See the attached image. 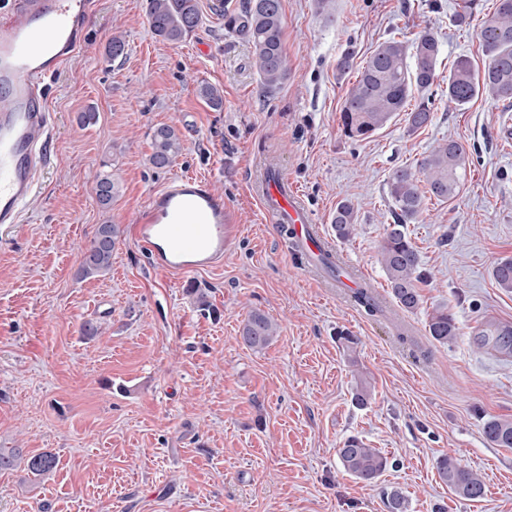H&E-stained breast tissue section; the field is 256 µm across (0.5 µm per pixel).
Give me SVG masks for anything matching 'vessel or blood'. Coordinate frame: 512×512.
<instances>
[{
    "label": "vessel or blood",
    "mask_w": 512,
    "mask_h": 512,
    "mask_svg": "<svg viewBox=\"0 0 512 512\" xmlns=\"http://www.w3.org/2000/svg\"><path fill=\"white\" fill-rule=\"evenodd\" d=\"M93 0H8L0 8V227L19 223L49 166L51 117L43 82L82 48ZM250 189L263 217L290 228V259L315 275L313 255L336 263V249L282 172L277 155L253 172ZM224 200L207 179L171 178L153 193L136 221V236L155 268L182 274L214 267L224 257Z\"/></svg>",
    "instance_id": "1"
}]
</instances>
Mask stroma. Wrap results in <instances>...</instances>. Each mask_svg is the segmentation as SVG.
I'll return each instance as SVG.
<instances>
[{"mask_svg": "<svg viewBox=\"0 0 512 512\" xmlns=\"http://www.w3.org/2000/svg\"><path fill=\"white\" fill-rule=\"evenodd\" d=\"M212 3L199 0L200 25L174 44L150 30L146 0H97L83 48L43 83L51 164L22 222L0 231V448L50 451L57 466L1 472L0 512H388L393 490L406 512H512V448L483 434L489 418L512 420V355L474 343L489 325H512V292L492 277L512 257V143L501 138L512 104L480 97L455 110L444 95L458 56L484 69L478 32L495 0H474L462 28L457 0H281L288 77L274 89L234 21L246 0L223 12ZM423 30L440 43L432 124L413 133L399 115L347 139L340 113L357 73L337 70L344 49L361 60ZM115 36L126 44L116 60ZM204 83L222 89V110L199 97ZM90 109L97 121L80 125ZM161 125L184 148L156 169ZM445 140L464 145L466 177L456 198L425 200L407 226L429 277L419 309L401 312L379 254L393 221L386 181ZM269 153L325 234L337 204L353 206L356 231L336 248L386 295L382 313L291 265L285 235L247 190ZM107 173L119 191L104 207L95 186ZM184 174L210 181L234 229L222 264L182 277L154 268L133 226L150 193ZM102 224L119 229L112 269L80 278ZM440 305L459 327L446 345L426 327ZM254 309L279 327L259 351L240 337ZM87 321L102 334L84 336ZM362 374L374 389L364 409L352 402ZM351 435L389 461L373 483L340 464ZM444 455L481 473L483 498L449 492Z\"/></svg>", "mask_w": 512, "mask_h": 512, "instance_id": "35a3bbf8", "label": "stroma"}]
</instances>
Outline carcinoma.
<instances>
[{
  "instance_id": "carcinoma-1",
  "label": "carcinoma",
  "mask_w": 512,
  "mask_h": 512,
  "mask_svg": "<svg viewBox=\"0 0 512 512\" xmlns=\"http://www.w3.org/2000/svg\"><path fill=\"white\" fill-rule=\"evenodd\" d=\"M147 17L154 35L169 43L188 38L201 21L198 0H146ZM242 28L249 37L257 70L263 84L274 88L288 76L283 42V15L281 0H248L242 15ZM489 22H481L479 40L488 59L484 70H475L471 60L458 56L448 69V106L461 108L479 96L498 101L512 100V0H496L493 12L486 15ZM440 53L439 40L424 30L411 41L389 38L379 44L358 68L355 82L349 89L341 109L344 136L364 140L384 128L399 113H404L408 129L416 132L429 126L434 117L432 101L423 97L413 108L408 102L414 91L423 92L437 79ZM198 93L214 110L224 105L223 91L203 84ZM182 149L181 139L170 126H159L152 133L150 163L163 168L171 165ZM468 154L456 141H447L419 163L418 170L408 166L394 169L387 180V190L394 204V224L390 225L380 246L381 262L387 274L391 295L397 306L413 312L419 308L418 283L426 275L420 270V256L405 232V225L417 219L423 209L425 194L447 202L460 191L466 175ZM95 193L100 205L107 207L118 193L112 176L98 179ZM356 223L353 208L347 202L337 205L331 224L340 240L349 239ZM114 224L98 226L89 247L86 248L79 275L93 277L110 270L112 253L117 241ZM498 287L512 291V257L500 259L492 270ZM428 333L431 338L446 344L458 335L454 315L448 307L439 306L428 314ZM276 324L262 311L251 312L240 335L243 343L256 350L267 347L276 336ZM477 345L496 351H512V327L495 326L479 335ZM373 397V387L365 377L358 378L352 401L363 409ZM485 437L499 448H512V420L493 418L484 423ZM346 472L356 479L370 483L380 476L388 459L369 447L357 436L348 437L337 451ZM34 476L52 471L56 456L41 452L24 456L16 449L0 450V470H10L18 464ZM440 480L456 496L475 500L484 495L482 477L471 469L461 467L453 458L438 461Z\"/></svg>"
}]
</instances>
